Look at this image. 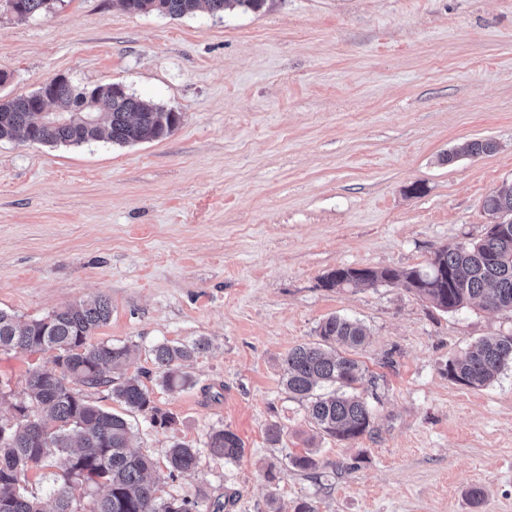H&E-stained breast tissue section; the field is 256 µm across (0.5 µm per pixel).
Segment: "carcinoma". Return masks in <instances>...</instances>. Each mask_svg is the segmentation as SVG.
<instances>
[{"mask_svg": "<svg viewBox=\"0 0 512 512\" xmlns=\"http://www.w3.org/2000/svg\"><path fill=\"white\" fill-rule=\"evenodd\" d=\"M51 0H0V9L24 20L49 8ZM133 13L183 17L204 5L213 14L241 8L257 10L263 0H120ZM92 96L102 106L91 112L80 107ZM180 113L147 102L118 84L79 89L57 79L43 89L0 101V141L20 139L43 145L110 142L132 145L169 136ZM483 208L492 219L512 217V182L489 194ZM400 281L444 312H455L474 300L488 309H512V223H493L477 244L444 247L425 267L406 270L339 267L320 279L328 290L360 284ZM107 297L69 304L26 323L0 310V349H55L54 365L33 371L24 396L13 405L14 421L0 438V512H200L186 497L156 495L153 458L130 449L132 429L121 415L90 403L76 385L106 386L112 398L131 410L151 413L154 424L167 427L172 416L153 405L140 376L112 377L128 360L124 345L90 344L89 337L111 316ZM319 341L298 345L285 355L283 385L288 394L306 402L319 431L340 440H353L371 431L374 414L356 393L365 369L340 351L365 338L357 322L331 315L317 327ZM208 342L159 344L152 349L162 384L170 391L192 383L184 363L206 350ZM512 364V336L481 340L462 357L448 362V377L469 387H483ZM210 454L226 463L243 452L241 439L230 429H217L208 441ZM169 475L188 474L197 466L198 449L176 443L166 454ZM61 463V479L73 475L103 487L86 502L57 490L47 500L28 494L23 481L32 470Z\"/></svg>", "mask_w": 512, "mask_h": 512, "instance_id": "1", "label": "carcinoma"}]
</instances>
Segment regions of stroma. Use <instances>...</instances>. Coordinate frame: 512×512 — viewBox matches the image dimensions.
Here are the masks:
<instances>
[{
    "label": "stroma",
    "mask_w": 512,
    "mask_h": 512,
    "mask_svg": "<svg viewBox=\"0 0 512 512\" xmlns=\"http://www.w3.org/2000/svg\"><path fill=\"white\" fill-rule=\"evenodd\" d=\"M0 100L63 77L118 84L180 112L160 141H0V309L38 319L91 296L112 306L91 343L132 351L168 427L129 413L162 498L224 512H512V366L489 385L448 362L512 335V310L444 312L398 282L327 290L339 267L408 269L479 242L483 200L512 181V0H265L180 18L119 0L0 13ZM490 140L493 152L462 153ZM331 315L375 386L370 433L320 434L281 381L289 349ZM209 341L168 391L159 343ZM55 351L0 349V419ZM283 430L271 442V425ZM233 430L243 454L207 449ZM176 443L199 451L170 477ZM311 455L316 469L290 460ZM210 454L224 463L236 461L243 452L241 439L230 429H217L211 433L208 441Z\"/></svg>",
    "instance_id": "obj_1"
}]
</instances>
